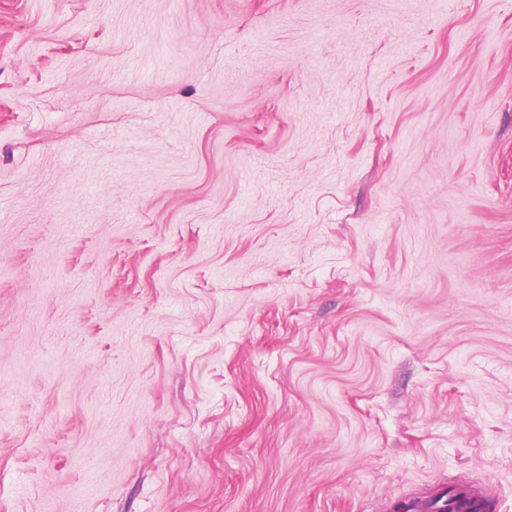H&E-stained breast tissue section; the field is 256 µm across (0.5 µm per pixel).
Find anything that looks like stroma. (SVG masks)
<instances>
[{
	"label": "stroma",
	"mask_w": 512,
	"mask_h": 512,
	"mask_svg": "<svg viewBox=\"0 0 512 512\" xmlns=\"http://www.w3.org/2000/svg\"><path fill=\"white\" fill-rule=\"evenodd\" d=\"M512 512V0H0V512Z\"/></svg>",
	"instance_id": "35a3bbf8"
}]
</instances>
